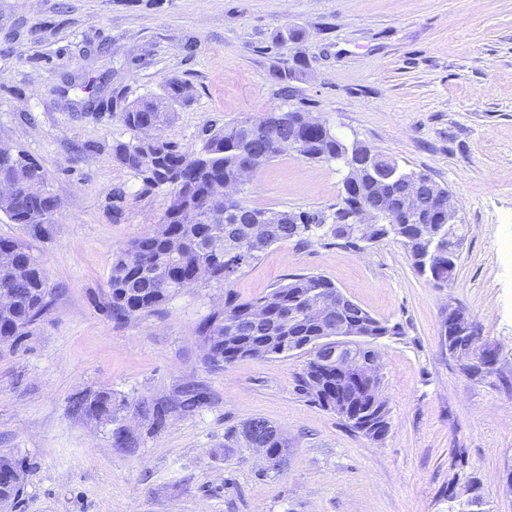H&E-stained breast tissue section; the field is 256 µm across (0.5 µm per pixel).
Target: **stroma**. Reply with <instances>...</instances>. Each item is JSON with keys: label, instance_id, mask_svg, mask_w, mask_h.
<instances>
[{"label": "stroma", "instance_id": "stroma-1", "mask_svg": "<svg viewBox=\"0 0 512 512\" xmlns=\"http://www.w3.org/2000/svg\"><path fill=\"white\" fill-rule=\"evenodd\" d=\"M172 76L194 89L164 130L185 152L208 127L282 107L429 175L464 227L453 280L433 285L390 236L362 251L285 242L231 286L186 288L115 322L112 257L157 227L167 192L114 162L133 133L112 98L161 94ZM1 140L35 158L62 201L35 244L47 310L0 347V452L26 471L15 512H467L475 498L480 512H512V0H0ZM343 177L339 162L287 152L239 197L331 214ZM293 273L328 277L394 327L373 345L382 441L301 391L307 353L205 362L197 325L226 296H263ZM452 303L496 351L492 371L469 374L444 345ZM187 389L201 406L162 430L134 409ZM100 391L128 404L126 448L69 409ZM258 417L288 439L282 472L225 445Z\"/></svg>", "mask_w": 512, "mask_h": 512}]
</instances>
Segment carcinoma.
Here are the masks:
<instances>
[{
    "label": "carcinoma",
    "mask_w": 512,
    "mask_h": 512,
    "mask_svg": "<svg viewBox=\"0 0 512 512\" xmlns=\"http://www.w3.org/2000/svg\"><path fill=\"white\" fill-rule=\"evenodd\" d=\"M193 97L190 84L178 79L166 80L164 94L149 96L125 104L112 113L124 126L136 133L129 142L112 146L113 160L122 168L141 179L145 189L169 190L168 203L159 227L121 248L114 256L108 287L112 300V318L126 322L160 309L185 283L217 281L228 287L268 247L275 243L294 241L308 247L328 240L356 249L361 236L354 232L347 217L353 209L351 202L332 214L333 222L326 223L327 215L321 212L299 210V224H290L282 211H266V236L259 243L250 236L249 214L253 208L235 199L230 207L240 211L238 217L224 216V198L219 189L239 181L241 171L256 153L266 161L289 151L288 141L304 138V146L296 150L310 160H334L353 155L364 149L360 142L345 143L330 130L310 129L308 112L293 110L285 123L281 113L264 112L255 121V129L247 132L243 122L237 121L207 129L199 152L190 155L177 143L150 134L148 127H165L172 120L175 106ZM38 175H33L19 165L0 157V182L13 188L10 200L0 201V212L19 225L33 240L51 234L55 219L42 222L30 221L33 211L51 213L55 210L56 195L48 187V175L41 165H36ZM379 187L370 174H365L359 185L357 199L370 205L378 199ZM231 244L238 251L242 262L229 264L225 257L210 251L215 241ZM418 272L426 276L433 244L415 238L404 244ZM16 251L18 263L0 265V297H9L12 307H0V346L12 345L27 333L45 311L48 294L47 276L38 254L32 245L22 239H0V251ZM316 288H336L324 276L317 274H291L286 282L259 298L237 302L227 295L224 308L212 312L198 327L197 335L204 349L205 361L213 366L230 365L245 358L286 356L296 350H307L310 359L299 379L302 392L313 401L325 406L336 399V391H346L350 385L336 382V374L320 363L322 323L301 315L308 293ZM266 303L264 323L253 318L251 310ZM293 311L299 320L288 325L282 314ZM370 326L348 319V326L358 333L376 338L391 332L387 325L368 316ZM359 397L353 401L354 412L362 417L349 423L353 429L369 436L375 430L382 440L388 430L386 404L375 405L365 392L358 389ZM72 410L78 415L100 423H110L113 447L124 448L129 434L123 431L118 419L120 408L112 402L108 392L78 394L71 400ZM140 412L151 421L155 429L166 426L172 407L163 402L139 404ZM373 423L368 430L365 425ZM266 427L270 432L257 437L258 447L267 448L272 454L288 452V440L277 436L278 428L263 418L251 419L239 428L227 432V439L241 447H252L251 430Z\"/></svg>",
    "instance_id": "carcinoma-1"
}]
</instances>
